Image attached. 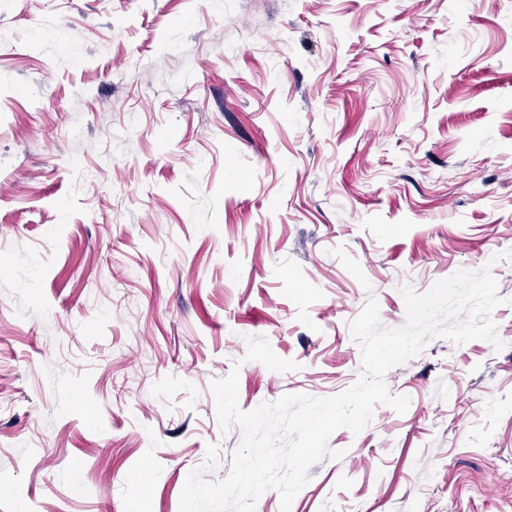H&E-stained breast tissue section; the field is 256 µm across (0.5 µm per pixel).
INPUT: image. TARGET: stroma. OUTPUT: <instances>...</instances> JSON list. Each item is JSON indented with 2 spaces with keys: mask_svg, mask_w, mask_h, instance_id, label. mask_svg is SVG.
I'll return each instance as SVG.
<instances>
[{
  "mask_svg": "<svg viewBox=\"0 0 512 512\" xmlns=\"http://www.w3.org/2000/svg\"><path fill=\"white\" fill-rule=\"evenodd\" d=\"M486 265L502 349L390 369L290 512H512V0H0V512H179L213 379L340 393L368 296Z\"/></svg>",
  "mask_w": 512,
  "mask_h": 512,
  "instance_id": "1",
  "label": "stroma"
}]
</instances>
